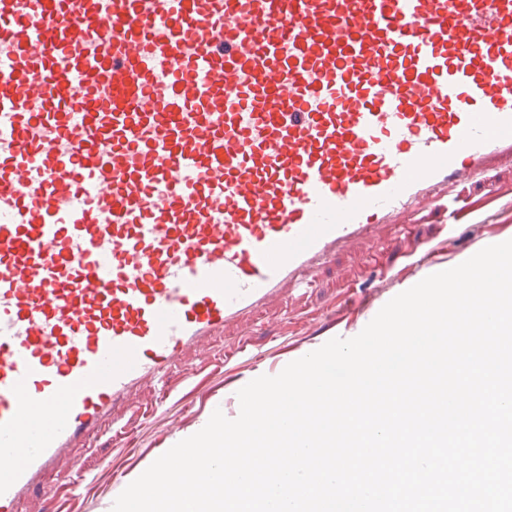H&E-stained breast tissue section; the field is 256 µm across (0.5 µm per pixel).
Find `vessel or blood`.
<instances>
[{
	"label": "vessel or blood",
	"instance_id": "obj_1",
	"mask_svg": "<svg viewBox=\"0 0 512 512\" xmlns=\"http://www.w3.org/2000/svg\"><path fill=\"white\" fill-rule=\"evenodd\" d=\"M504 161L512 0H0V512Z\"/></svg>",
	"mask_w": 512,
	"mask_h": 512
}]
</instances>
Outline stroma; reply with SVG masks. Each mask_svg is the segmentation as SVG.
<instances>
[{
    "instance_id": "obj_1",
    "label": "stroma",
    "mask_w": 512,
    "mask_h": 512,
    "mask_svg": "<svg viewBox=\"0 0 512 512\" xmlns=\"http://www.w3.org/2000/svg\"><path fill=\"white\" fill-rule=\"evenodd\" d=\"M449 192L491 196L494 207L466 218L449 242L444 227L454 218L434 212L422 221L400 217L376 228L360 247L340 251L320 269L308 296L262 309L247 328L214 337L207 354L187 356L170 369L168 393L146 384L114 410L101 430L72 452L75 469L86 476L81 493L71 491L67 471L54 470L22 502L20 512H111L119 494L160 455L201 430L215 409L238 405L243 386L262 375H278L289 362V346L316 350L334 338L335 325L352 317L366 327L404 281L430 275L425 255L408 259L412 240L432 246L447 242L463 262L489 244L512 239L511 162ZM242 340L249 343L250 355L226 369L225 350Z\"/></svg>"
}]
</instances>
